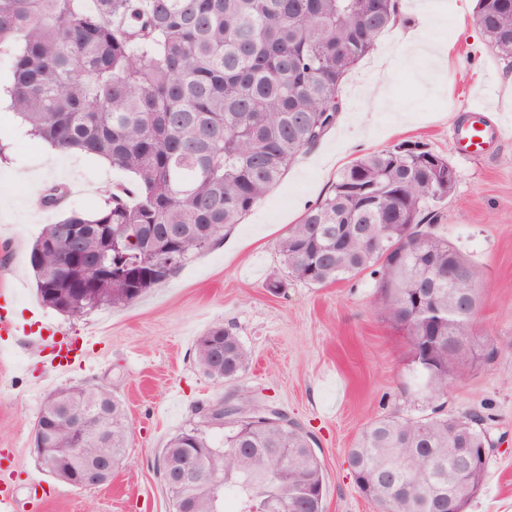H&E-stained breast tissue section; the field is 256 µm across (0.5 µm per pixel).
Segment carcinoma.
I'll return each instance as SVG.
<instances>
[{
    "mask_svg": "<svg viewBox=\"0 0 512 512\" xmlns=\"http://www.w3.org/2000/svg\"><path fill=\"white\" fill-rule=\"evenodd\" d=\"M399 17V0H0L4 88L28 134L55 150L106 160L129 183L104 206L47 224L29 262L43 304L72 319L129 306L193 256L210 250L335 126L342 85ZM474 23L512 58V0H477ZM448 159L415 143L365 154L278 241L287 274L324 285L365 271L379 309L406 330L413 368L438 399L460 371L490 360L475 346L483 270L424 228V212L448 197ZM64 184L41 190L55 207ZM84 225L62 266L49 245ZM453 258L470 281L441 278ZM204 375L222 385L250 353L215 324L195 347ZM224 403V435L200 406L197 420L162 449L191 458L194 484L164 487L173 512H323L324 473L312 436L293 420L243 417ZM87 415L77 442L71 414ZM38 424L49 448L75 459L121 457L131 428L103 386L47 396ZM491 441L475 413L366 423L348 450L355 483L378 512H465L482 490Z\"/></svg>",
    "mask_w": 512,
    "mask_h": 512,
    "instance_id": "carcinoma-1",
    "label": "carcinoma"
}]
</instances>
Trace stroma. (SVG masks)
<instances>
[{"label": "stroma", "mask_w": 512, "mask_h": 512, "mask_svg": "<svg viewBox=\"0 0 512 512\" xmlns=\"http://www.w3.org/2000/svg\"><path fill=\"white\" fill-rule=\"evenodd\" d=\"M475 5L401 0L398 24L349 73L334 128L241 224L133 305L79 320L41 302L31 245L62 215L98 210L105 190L128 176L98 158L45 151L15 111L0 108V143L7 147L0 162V286L16 294L8 312L87 346L59 376L39 339L0 343V450L12 458L0 480L12 485L18 512H170L158 453L193 421L195 403L220 396L273 402L312 435L324 465V512H378L354 481L349 448L369 420L424 416L435 403L414 378L405 331L378 311L375 277L306 284L287 276L277 242L342 169L402 142L421 143L453 167L456 184L437 206L433 230L485 271L475 331L495 355L463 370L438 403L451 415H482L491 440L484 488L467 512H512V133L473 157L460 154L450 136L474 99L512 114V59L488 47L473 23ZM409 30L452 44L451 60L413 51L403 40ZM381 78L388 98L379 104L370 89ZM54 181L71 191L46 211L38 193ZM274 278L284 282L277 295L266 288ZM218 323L233 328L251 353L246 371L222 387L195 360L199 336ZM72 384L108 386L126 404L132 436L109 484L72 487L33 452L45 397Z\"/></svg>", "instance_id": "stroma-1"}]
</instances>
